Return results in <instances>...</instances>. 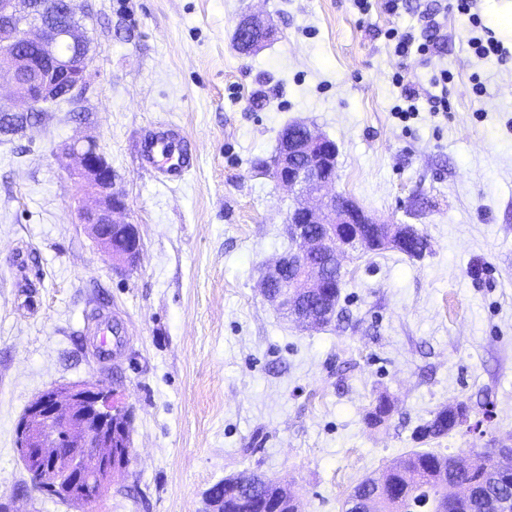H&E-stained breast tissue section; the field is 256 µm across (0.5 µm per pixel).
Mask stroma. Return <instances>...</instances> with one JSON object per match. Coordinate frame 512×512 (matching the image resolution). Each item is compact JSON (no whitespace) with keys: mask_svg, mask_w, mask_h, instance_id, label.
I'll return each mask as SVG.
<instances>
[{"mask_svg":"<svg viewBox=\"0 0 512 512\" xmlns=\"http://www.w3.org/2000/svg\"><path fill=\"white\" fill-rule=\"evenodd\" d=\"M386 2L362 14L353 0H75L91 41L85 98L0 138V498L17 512H72L18 494L16 423L59 383L100 381L133 415L131 461L94 512H202L213 484L242 473L288 485L299 512H342L363 478L418 449V425L461 401L490 406L491 422L431 449L512 446V38L503 64L470 48L489 37L491 0H475L474 23L455 0ZM248 13L271 18L275 39L245 56L232 38ZM393 28L434 44L397 55ZM406 85L419 96L402 118ZM443 89L448 109L433 113ZM296 120L336 142L337 193L430 243L420 259L347 257L340 315L314 330L260 288L288 247L293 200L253 161ZM166 122L193 159L177 184L140 166L146 131ZM78 138L126 198L143 244L132 271L77 222L63 147ZM103 310L121 332L107 366L93 356ZM381 394L394 411L372 428Z\"/></svg>","mask_w":512,"mask_h":512,"instance_id":"35a3bbf8","label":"stroma"}]
</instances>
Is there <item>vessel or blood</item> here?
<instances>
[{
	"label": "vessel or blood",
	"mask_w": 512,
	"mask_h": 512,
	"mask_svg": "<svg viewBox=\"0 0 512 512\" xmlns=\"http://www.w3.org/2000/svg\"><path fill=\"white\" fill-rule=\"evenodd\" d=\"M183 130L175 124H162L151 128L141 145V160L144 167L162 174L168 181L184 178L189 161L182 148ZM99 342L95 347L96 359L106 364L112 360V337L116 333L111 320H101L97 326Z\"/></svg>",
	"instance_id": "1"
}]
</instances>
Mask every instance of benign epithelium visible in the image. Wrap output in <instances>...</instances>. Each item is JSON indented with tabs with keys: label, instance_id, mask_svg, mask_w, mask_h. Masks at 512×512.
Returning a JSON list of instances; mask_svg holds the SVG:
<instances>
[{
	"label": "benign epithelium",
	"instance_id": "1",
	"mask_svg": "<svg viewBox=\"0 0 512 512\" xmlns=\"http://www.w3.org/2000/svg\"><path fill=\"white\" fill-rule=\"evenodd\" d=\"M237 50H260L273 25L259 15L238 22ZM84 33L72 24L56 30L29 0H0V74L12 94L0 98L8 117L35 112L78 91L88 80ZM300 137L280 140L262 168L294 195L286 228L295 248L266 265L262 295L278 312L305 329L322 319L304 311L302 299L339 288L342 260L359 251L399 248L421 235L411 224H385L333 190L338 148L327 135L304 122ZM73 172L89 200L78 199L76 216L112 262L137 267L142 243L135 225L120 219L127 204L115 187L112 164L90 139L65 147ZM130 417L112 389L98 382L54 384L36 395L16 426V448L34 480V491L71 503L76 512L90 508L112 486L132 455Z\"/></svg>",
	"mask_w": 512,
	"mask_h": 512
}]
</instances>
